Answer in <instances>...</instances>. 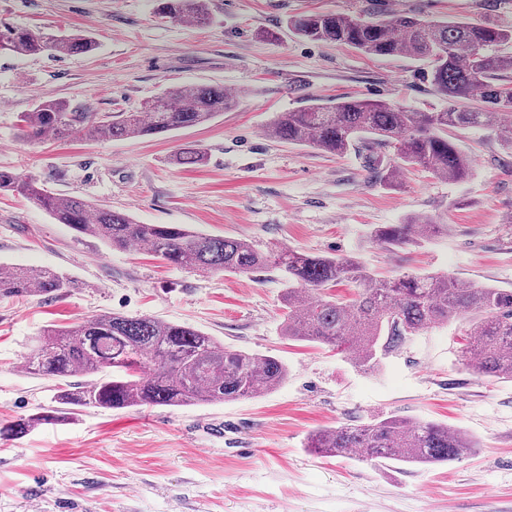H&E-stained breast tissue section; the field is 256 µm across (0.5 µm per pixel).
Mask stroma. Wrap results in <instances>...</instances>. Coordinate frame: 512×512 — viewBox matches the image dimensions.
Returning <instances> with one entry per match:
<instances>
[{
    "label": "stroma",
    "mask_w": 512,
    "mask_h": 512,
    "mask_svg": "<svg viewBox=\"0 0 512 512\" xmlns=\"http://www.w3.org/2000/svg\"><path fill=\"white\" fill-rule=\"evenodd\" d=\"M209 25L177 23L159 0H0V31L84 34L87 54H0V170L132 215L240 238L361 258L381 278L445 273L512 289V154L486 129L448 136L472 161L455 183L420 169L396 187L366 151L332 155L271 139L279 114L343 95L429 110L444 105L427 62L376 58L301 39L290 18L330 12L512 23V0H206ZM220 85L238 107L179 131L125 140L29 142L18 117L42 95L83 112H123L167 88ZM185 146L204 164L172 162ZM428 215L447 234L385 248L377 224ZM48 266L73 282L59 297L0 298V420L52 407L58 384L21 360L44 327L119 312L199 329L233 350L280 360L285 381L260 397L183 407H89L0 440V512H512V382L461 368L465 322L409 337L364 372L347 355L284 336L280 271L202 274L139 249L77 238L43 210L0 192V266ZM396 416L445 424L475 453L434 465L320 457L308 435Z\"/></svg>",
    "instance_id": "obj_1"
}]
</instances>
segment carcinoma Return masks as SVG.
I'll return each instance as SVG.
<instances>
[{
	"instance_id": "obj_1",
	"label": "carcinoma",
	"mask_w": 512,
	"mask_h": 512,
	"mask_svg": "<svg viewBox=\"0 0 512 512\" xmlns=\"http://www.w3.org/2000/svg\"><path fill=\"white\" fill-rule=\"evenodd\" d=\"M159 9L173 21L211 22L205 0H162ZM288 28L306 40L349 46L368 56L426 61L431 82L448 107L423 112L380 99L342 96L279 113L268 127L275 139L336 155L360 147L374 162L371 172L388 185L408 167L450 182L469 178L471 161L448 139L450 128L488 129L512 152V53H505L512 48V24L312 12L289 20ZM94 49L92 38L82 34L59 37L22 28L0 32V53L61 57ZM474 96L482 107L456 105ZM241 97L222 86L194 85L165 89L135 111L94 113L77 112L67 102L45 96L20 116L21 132L29 141L73 133L91 140L158 135L209 122L236 107ZM385 148L395 149L397 158L387 168L375 154ZM204 159L201 150L187 148L175 154L174 163L195 166ZM0 190L26 197L78 238L92 237L117 250L138 245L177 268L239 274L274 268L285 281V335L336 347L366 371L377 368L379 347L393 348L436 325L466 319L462 367L480 378L512 381V290L444 274L408 273L382 280L356 257L315 256L288 247L261 252L243 239L210 236L181 224H142L126 213L53 193L32 175L0 171ZM446 230L448 225L432 217L411 216L402 224L374 226L370 239L391 247L414 232L430 237ZM345 281L357 288L349 302L329 293ZM70 284L51 268L0 269V297H57ZM23 364L31 375L89 381L60 391L56 406L48 410L0 422V439H16L91 406L179 407L256 397L276 389L288 374L278 359L226 348L198 329L113 312L73 326L44 328ZM308 447L321 456L353 452L370 463L430 465L453 461L477 444L446 425L390 416L319 430Z\"/></svg>"
}]
</instances>
